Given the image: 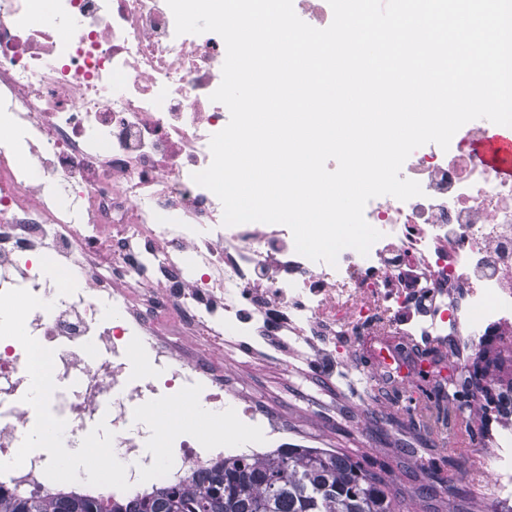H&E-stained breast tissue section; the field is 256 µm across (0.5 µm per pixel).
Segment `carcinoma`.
Instances as JSON below:
<instances>
[{"label":"carcinoma","mask_w":512,"mask_h":512,"mask_svg":"<svg viewBox=\"0 0 512 512\" xmlns=\"http://www.w3.org/2000/svg\"><path fill=\"white\" fill-rule=\"evenodd\" d=\"M484 355L463 384L466 400L448 398L442 383L430 381L421 387L418 409L448 412V406L469 411L468 428L484 432L487 427L484 401L502 388L500 369L512 351L480 341ZM420 497L404 491L395 472L369 460L365 453L319 448H279L257 457L224 456L198 478L187 483L152 487L151 491L106 498L77 493L32 496L0 493V512H411Z\"/></svg>","instance_id":"carcinoma-1"}]
</instances>
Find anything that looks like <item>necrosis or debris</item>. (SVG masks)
Here are the masks:
<instances>
[{"instance_id": "necrosis-or-debris-1", "label": "necrosis or debris", "mask_w": 512, "mask_h": 512, "mask_svg": "<svg viewBox=\"0 0 512 512\" xmlns=\"http://www.w3.org/2000/svg\"><path fill=\"white\" fill-rule=\"evenodd\" d=\"M225 57L216 33L176 35L166 0H0V118L17 134L0 139V302L27 301L26 348L0 344L1 490L49 493L56 448L99 420L130 488L223 459L206 426H133L161 403L200 398L276 435L280 422L225 371L229 348L293 370L366 333L396 378V342L454 332L475 343L512 323V177L474 147L487 120L462 126L449 149L411 153L401 175L424 194L367 203L381 234L368 255L317 262L284 225H224L220 200L192 179L230 118L210 99ZM403 267L421 272L417 294L402 288ZM411 303L419 313L399 320ZM35 347L49 380L73 382L36 402ZM39 423L45 450L23 453ZM152 441L175 465L147 453ZM472 468L493 481L485 512L512 505V419Z\"/></svg>"}]
</instances>
